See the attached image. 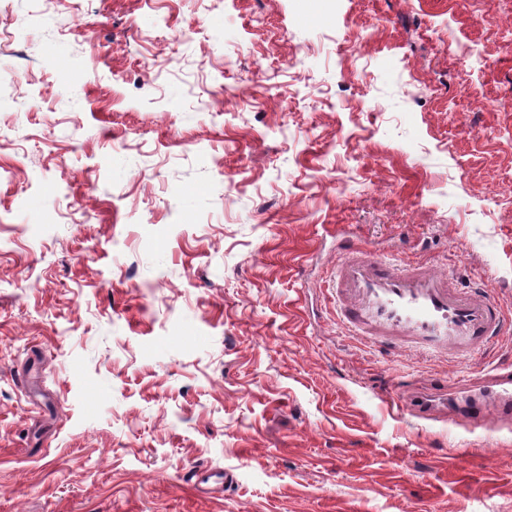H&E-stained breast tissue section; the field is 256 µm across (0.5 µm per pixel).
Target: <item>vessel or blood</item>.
I'll return each instance as SVG.
<instances>
[{"label": "vessel or blood", "instance_id": "b4317fda", "mask_svg": "<svg viewBox=\"0 0 512 512\" xmlns=\"http://www.w3.org/2000/svg\"><path fill=\"white\" fill-rule=\"evenodd\" d=\"M333 275L336 312L350 333L374 344H410L460 356L480 353L506 324L490 294L454 287L448 276L380 261L350 237L337 239ZM400 401L421 420L449 417L485 426L489 415L512 423V366H498L474 394L456 400L446 385L402 392Z\"/></svg>", "mask_w": 512, "mask_h": 512}]
</instances>
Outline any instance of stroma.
<instances>
[{"label": "stroma", "mask_w": 512, "mask_h": 512, "mask_svg": "<svg viewBox=\"0 0 512 512\" xmlns=\"http://www.w3.org/2000/svg\"><path fill=\"white\" fill-rule=\"evenodd\" d=\"M340 231L506 327L349 335ZM508 362L512 0H0V512H512L398 398Z\"/></svg>", "instance_id": "1"}]
</instances>
